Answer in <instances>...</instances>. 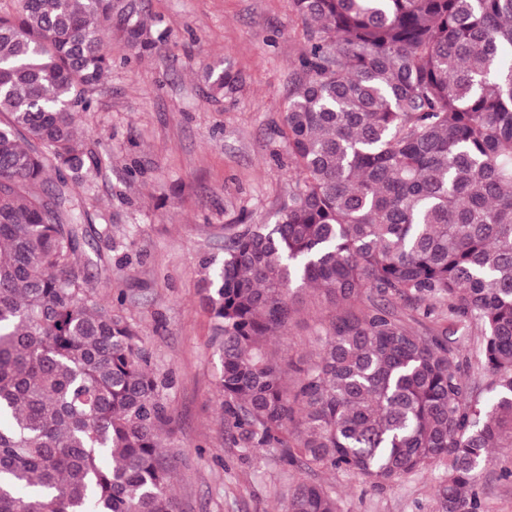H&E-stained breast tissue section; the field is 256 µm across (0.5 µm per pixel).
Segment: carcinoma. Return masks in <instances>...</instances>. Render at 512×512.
<instances>
[{
	"mask_svg": "<svg viewBox=\"0 0 512 512\" xmlns=\"http://www.w3.org/2000/svg\"><path fill=\"white\" fill-rule=\"evenodd\" d=\"M293 2L311 46L281 129L288 201L224 237L203 285L224 431L378 489L440 464L441 512H483L479 473L512 448V0ZM158 25L142 0L0 12V512H178L168 381L81 259L104 33L127 62L160 48ZM205 82L215 100L228 84ZM308 289L335 313L315 352L283 355L272 338ZM421 308L440 315L418 330ZM287 512L340 510L302 482Z\"/></svg>",
	"mask_w": 512,
	"mask_h": 512,
	"instance_id": "cac0c4a2",
	"label": "carcinoma"
}]
</instances>
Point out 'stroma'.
<instances>
[{"mask_svg":"<svg viewBox=\"0 0 512 512\" xmlns=\"http://www.w3.org/2000/svg\"><path fill=\"white\" fill-rule=\"evenodd\" d=\"M146 9L168 29L165 46L115 61L88 118L104 158L89 210L109 269L95 292L109 305L124 296L121 314L170 381L163 453L180 512H285L289 492L311 474L226 440L202 283L206 263L224 258V227L274 223L288 199L279 129L309 32L293 0H146ZM212 66L233 80L217 100L204 80ZM133 163L142 175H129ZM299 308L276 349L309 350L334 312L308 291ZM443 471L435 465L384 489L352 474L322 480L342 512H440ZM478 487L484 512H512V448L491 454Z\"/></svg>","mask_w":512,"mask_h":512,"instance_id":"stroma-1","label":"stroma"}]
</instances>
